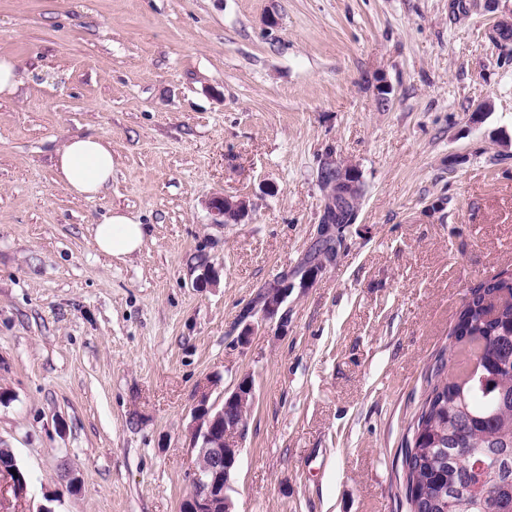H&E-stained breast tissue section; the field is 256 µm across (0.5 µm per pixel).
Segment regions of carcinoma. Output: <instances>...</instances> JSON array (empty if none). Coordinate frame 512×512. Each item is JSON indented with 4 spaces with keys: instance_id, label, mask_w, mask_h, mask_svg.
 I'll list each match as a JSON object with an SVG mask.
<instances>
[{
    "instance_id": "carcinoma-1",
    "label": "carcinoma",
    "mask_w": 512,
    "mask_h": 512,
    "mask_svg": "<svg viewBox=\"0 0 512 512\" xmlns=\"http://www.w3.org/2000/svg\"><path fill=\"white\" fill-rule=\"evenodd\" d=\"M402 448L409 512H512V275L469 290Z\"/></svg>"
}]
</instances>
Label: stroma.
<instances>
[{
  "mask_svg": "<svg viewBox=\"0 0 512 512\" xmlns=\"http://www.w3.org/2000/svg\"><path fill=\"white\" fill-rule=\"evenodd\" d=\"M512 0H0V512H179L193 408L252 375L234 512H408L401 452L470 288L512 273ZM390 87L379 106L377 88ZM112 144L94 200L56 149ZM362 172L286 334L234 323L313 244L327 156ZM249 213L217 224L216 195ZM148 227L124 261L90 226ZM216 275L203 287L204 269ZM24 83V72L11 56L0 55V96L13 97Z\"/></svg>",
  "mask_w": 512,
  "mask_h": 512,
  "instance_id": "35a3bbf8",
  "label": "stroma"
}]
</instances>
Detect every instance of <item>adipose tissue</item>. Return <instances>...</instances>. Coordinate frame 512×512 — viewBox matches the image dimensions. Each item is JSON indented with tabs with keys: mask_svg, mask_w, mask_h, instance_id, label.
<instances>
[{
	"mask_svg": "<svg viewBox=\"0 0 512 512\" xmlns=\"http://www.w3.org/2000/svg\"><path fill=\"white\" fill-rule=\"evenodd\" d=\"M112 145L95 134L69 136L58 149L55 170L59 182L71 194L88 200L98 198L112 181ZM97 250L125 260L140 252L146 230L134 217L108 211L91 227Z\"/></svg>",
	"mask_w": 512,
	"mask_h": 512,
	"instance_id": "ef3b65f1",
	"label": "adipose tissue"
}]
</instances>
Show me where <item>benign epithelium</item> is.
<instances>
[{
  "mask_svg": "<svg viewBox=\"0 0 512 512\" xmlns=\"http://www.w3.org/2000/svg\"><path fill=\"white\" fill-rule=\"evenodd\" d=\"M359 168L345 160L328 157L318 172V185L322 192V220L317 237H338L342 225L332 218L346 216L345 223H354L359 199L362 194ZM214 223L238 222L249 210L244 196L221 195L209 203ZM328 262L310 266L301 277L281 275L269 283L264 304L260 311L243 313L238 321L242 329L238 334L242 343H247L256 331L266 325H276L278 332H288V310L284 305L293 288L311 286ZM255 400L253 379L243 377L235 388L224 394V401H238L244 405ZM244 422L225 417L224 406L209 403V397L201 396L192 412L190 446L196 459L190 480L191 490L180 506V512H232V501L228 490L236 469L240 448L238 440L244 433Z\"/></svg>",
  "mask_w": 512,
  "mask_h": 512,
  "instance_id": "1",
  "label": "benign epithelium"
}]
</instances>
